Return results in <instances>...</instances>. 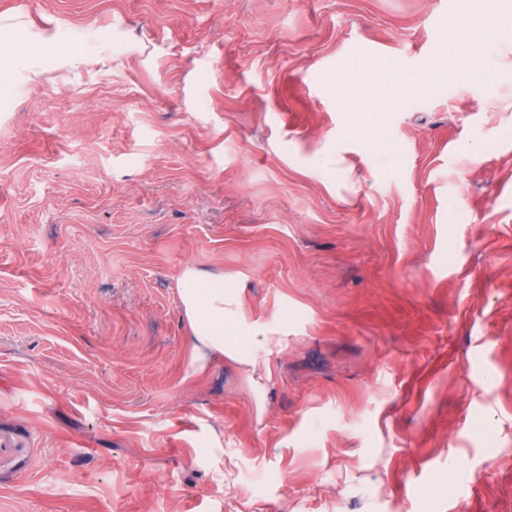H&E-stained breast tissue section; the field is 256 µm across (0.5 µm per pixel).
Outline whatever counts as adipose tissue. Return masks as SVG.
Masks as SVG:
<instances>
[{
  "label": "adipose tissue",
  "instance_id": "1",
  "mask_svg": "<svg viewBox=\"0 0 512 512\" xmlns=\"http://www.w3.org/2000/svg\"><path fill=\"white\" fill-rule=\"evenodd\" d=\"M498 27L497 17L481 12L471 13L467 25L450 24L448 50L470 61L473 77H483L479 65L482 48L494 37ZM35 53L65 60L72 67L88 62L84 53L52 35L28 32L0 38V65L5 68V76H12L14 63L28 60ZM180 279L186 284L180 301L195 350L250 367L264 361L275 339L268 326L245 318L244 280H227L223 275L204 274L190 266L182 270Z\"/></svg>",
  "mask_w": 512,
  "mask_h": 512
}]
</instances>
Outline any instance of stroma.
Segmentation results:
<instances>
[{"instance_id": "obj_1", "label": "stroma", "mask_w": 512, "mask_h": 512, "mask_svg": "<svg viewBox=\"0 0 512 512\" xmlns=\"http://www.w3.org/2000/svg\"><path fill=\"white\" fill-rule=\"evenodd\" d=\"M444 2L0 0L109 38L0 81V512H512V59ZM187 266L265 364L194 371ZM499 19L481 12L470 13L466 26L454 21L449 26L448 50L452 55H460L471 63L473 77L482 78L488 75L479 66L482 48L497 32Z\"/></svg>"}]
</instances>
